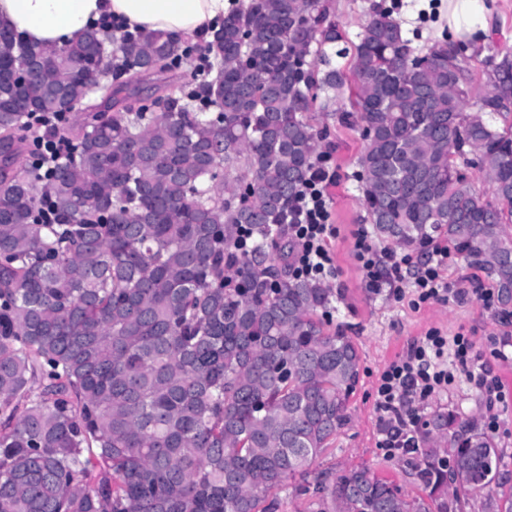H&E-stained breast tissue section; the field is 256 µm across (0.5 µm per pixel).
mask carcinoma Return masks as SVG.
Instances as JSON below:
<instances>
[{
  "label": "carcinoma",
  "mask_w": 512,
  "mask_h": 512,
  "mask_svg": "<svg viewBox=\"0 0 512 512\" xmlns=\"http://www.w3.org/2000/svg\"><path fill=\"white\" fill-rule=\"evenodd\" d=\"M342 41L321 0H243L205 41L215 76L135 107L75 121L76 151L47 173L15 147L26 114L7 76L48 52L0 30V512H275L293 492L309 512H463L495 480L494 438L453 410L425 421L410 462L428 498L361 466L307 480L349 423L353 338L324 321L335 294L272 264L287 260L291 201L313 164L315 89L337 91L327 48ZM100 31L55 55L31 111L70 112L102 68ZM162 34L120 39L113 68L178 59ZM462 44L424 64L384 8L354 54L366 130L364 202L398 247L448 244L512 305V61L474 93ZM314 55L320 69L311 67ZM474 165L493 198L459 168ZM48 202L57 223L43 224ZM250 228V247L235 242ZM488 512H512L500 485Z\"/></svg>",
  "instance_id": "obj_1"
}]
</instances>
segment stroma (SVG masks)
<instances>
[{
  "label": "stroma",
  "instance_id": "obj_1",
  "mask_svg": "<svg viewBox=\"0 0 512 512\" xmlns=\"http://www.w3.org/2000/svg\"><path fill=\"white\" fill-rule=\"evenodd\" d=\"M329 18L344 35L343 55L333 57L332 65L350 73L354 63L353 48L359 41L362 26L374 7L390 11L402 29L414 54L421 55L434 44L448 40L445 19L446 0H322ZM489 11V30L480 39L469 41L478 50L473 61L474 87H485L482 58L512 53V0H484ZM318 108L310 122L320 137V149L330 155L328 166L336 176L331 186L333 203L331 224L336 234L328 241L337 270L326 285L336 294L332 323L353 336L360 354V378L349 399L350 423L337 435L331 447L309 467L310 474L324 471L341 474L360 465L372 467L381 476L402 485L412 493L424 488L415 472L409 469V453L381 448L380 418L376 410L375 385L385 367L429 330L445 336H468L484 366L498 375L506 394L505 403H490L463 371H456L448 390L433 396L421 410L429 417L437 410H453L486 425L498 419L494 433L500 452L497 481L512 486V313L502 312L499 305L488 306L476 295L461 301L429 303L413 307L410 298L398 299L387 294L373 295L365 287L363 271L354 254L356 233L368 223L364 204L359 157L364 150L363 125L357 115L342 117L348 107V95H319Z\"/></svg>",
  "mask_w": 512,
  "mask_h": 512
}]
</instances>
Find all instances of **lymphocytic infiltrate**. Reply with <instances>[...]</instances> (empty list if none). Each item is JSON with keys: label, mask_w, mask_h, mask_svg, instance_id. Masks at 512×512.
Returning a JSON list of instances; mask_svg holds the SVG:
<instances>
[{"label": "lymphocytic infiltrate", "mask_w": 512, "mask_h": 512, "mask_svg": "<svg viewBox=\"0 0 512 512\" xmlns=\"http://www.w3.org/2000/svg\"><path fill=\"white\" fill-rule=\"evenodd\" d=\"M69 122L70 116L66 113L27 115L25 127L39 131L28 144L34 168L50 170L73 153L75 144L66 132ZM326 163V158H319L307 173L293 200L288 222V235L295 244L288 270L292 276L303 280L319 281L335 270L327 247L328 240L335 234L330 222L328 191L334 177ZM425 251L427 260L417 261L412 255H401L391 248L374 247L365 230H358L356 234L355 255L370 291L396 289L401 283H409L414 295L412 304L416 307L452 298L464 299V291L450 288L444 276L448 266L447 244H431ZM473 361V344L469 337L460 334L449 338L437 329L429 330L404 355L391 361L376 386L382 447H417L420 404L447 390L455 380L454 368H468Z\"/></svg>", "instance_id": "obj_1"}]
</instances>
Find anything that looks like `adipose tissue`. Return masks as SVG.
I'll list each match as a JSON object with an SVG mask.
<instances>
[{
    "label": "adipose tissue",
    "mask_w": 512,
    "mask_h": 512,
    "mask_svg": "<svg viewBox=\"0 0 512 512\" xmlns=\"http://www.w3.org/2000/svg\"><path fill=\"white\" fill-rule=\"evenodd\" d=\"M229 9L228 0H0V29L56 48L107 22L179 41L218 29ZM445 18L449 35L459 39L484 29L480 0H448Z\"/></svg>",
    "instance_id": "1"
}]
</instances>
